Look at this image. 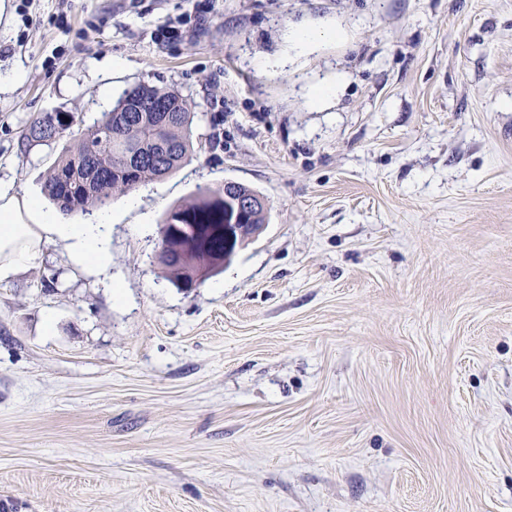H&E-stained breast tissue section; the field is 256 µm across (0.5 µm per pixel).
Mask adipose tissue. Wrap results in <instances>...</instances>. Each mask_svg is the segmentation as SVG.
<instances>
[{
    "instance_id": "ef3b65f1",
    "label": "adipose tissue",
    "mask_w": 512,
    "mask_h": 512,
    "mask_svg": "<svg viewBox=\"0 0 512 512\" xmlns=\"http://www.w3.org/2000/svg\"><path fill=\"white\" fill-rule=\"evenodd\" d=\"M111 221L101 212L87 224H59L38 198L0 188V275L37 265L46 247L59 239L76 262L108 268Z\"/></svg>"
}]
</instances>
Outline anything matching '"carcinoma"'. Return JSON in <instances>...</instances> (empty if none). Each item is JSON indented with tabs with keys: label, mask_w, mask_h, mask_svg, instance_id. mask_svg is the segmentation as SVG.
Returning <instances> with one entry per match:
<instances>
[{
	"label": "carcinoma",
	"mask_w": 512,
	"mask_h": 512,
	"mask_svg": "<svg viewBox=\"0 0 512 512\" xmlns=\"http://www.w3.org/2000/svg\"><path fill=\"white\" fill-rule=\"evenodd\" d=\"M159 105L169 108L172 122L170 130L163 135L157 129L162 118L155 111ZM120 112H129L138 118L136 127L128 131L124 139L118 130ZM194 118L187 99L173 88L138 84L125 90L112 111L102 113L91 130L64 150L43 182V194L66 212L88 214L108 207L115 198L132 192L120 178L128 152L139 147L159 152L161 148L155 144L158 139L172 143L167 157L161 160L162 166L146 162L139 168L137 182L140 186L171 174L189 158L193 149ZM69 127L70 123L64 121L60 113H47L30 126L28 140L35 143L55 140ZM80 156L86 157L80 170L82 176L89 178L86 189L68 187L60 180L61 172L71 170L74 160ZM163 223L182 225L181 233L186 235L180 242L168 241L166 254L160 256L168 280L175 285L181 280L186 265L192 262L206 265L213 253L224 250L222 237L207 234L198 238L192 228L194 224L224 223V190L204 191L174 205L166 212Z\"/></svg>",
	"instance_id": "cac0c4a2"
}]
</instances>
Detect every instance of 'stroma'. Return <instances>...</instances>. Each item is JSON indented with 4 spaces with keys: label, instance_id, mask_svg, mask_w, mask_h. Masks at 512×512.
<instances>
[{
    "label": "stroma",
    "instance_id": "stroma-1",
    "mask_svg": "<svg viewBox=\"0 0 512 512\" xmlns=\"http://www.w3.org/2000/svg\"><path fill=\"white\" fill-rule=\"evenodd\" d=\"M0 1L1 182L137 84L195 114L108 269L0 279V512H512V0ZM228 181L268 223L176 287L164 215ZM68 117L69 122H65L61 118V113H46L30 126L27 139L31 142L43 143L62 137L72 123V117ZM48 127L57 129V133L53 135L48 132Z\"/></svg>",
    "mask_w": 512,
    "mask_h": 512
}]
</instances>
